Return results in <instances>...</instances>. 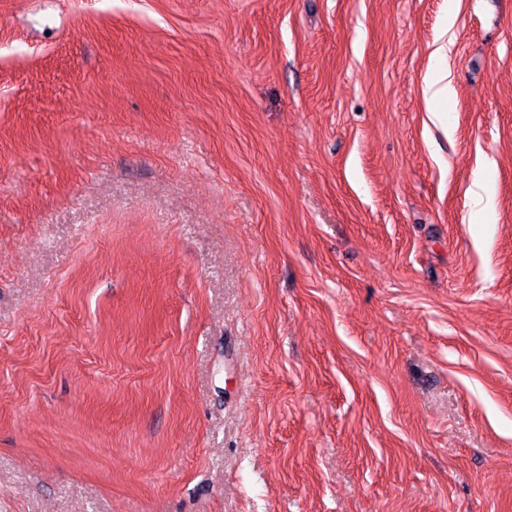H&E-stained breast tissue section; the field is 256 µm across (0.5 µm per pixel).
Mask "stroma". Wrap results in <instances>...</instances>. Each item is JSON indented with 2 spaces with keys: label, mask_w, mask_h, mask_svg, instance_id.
I'll return each instance as SVG.
<instances>
[{
  "label": "stroma",
  "mask_w": 512,
  "mask_h": 512,
  "mask_svg": "<svg viewBox=\"0 0 512 512\" xmlns=\"http://www.w3.org/2000/svg\"><path fill=\"white\" fill-rule=\"evenodd\" d=\"M0 512H512V0H0ZM449 69H437L426 81L425 94L433 104L448 101L454 93Z\"/></svg>",
  "instance_id": "35a3bbf8"
}]
</instances>
